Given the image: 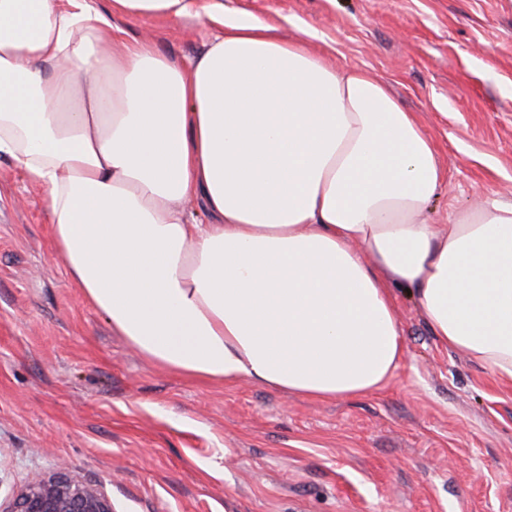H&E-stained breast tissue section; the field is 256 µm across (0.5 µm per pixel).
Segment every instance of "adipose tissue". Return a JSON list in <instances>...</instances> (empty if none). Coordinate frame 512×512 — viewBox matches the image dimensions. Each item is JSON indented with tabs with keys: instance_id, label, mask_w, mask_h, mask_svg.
Here are the masks:
<instances>
[{
	"instance_id": "1",
	"label": "adipose tissue",
	"mask_w": 512,
	"mask_h": 512,
	"mask_svg": "<svg viewBox=\"0 0 512 512\" xmlns=\"http://www.w3.org/2000/svg\"><path fill=\"white\" fill-rule=\"evenodd\" d=\"M140 17L214 33L184 65L124 40ZM314 38L222 0H0V155L43 189L88 303L176 374L372 393L407 288L442 348L512 380V205L430 223L431 138Z\"/></svg>"
}]
</instances>
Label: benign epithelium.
Returning <instances> with one entry per match:
<instances>
[{"instance_id": "obj_1", "label": "benign epithelium", "mask_w": 512, "mask_h": 512, "mask_svg": "<svg viewBox=\"0 0 512 512\" xmlns=\"http://www.w3.org/2000/svg\"><path fill=\"white\" fill-rule=\"evenodd\" d=\"M0 512H112V504L103 488L81 481L62 464L56 472L32 480L12 506Z\"/></svg>"}]
</instances>
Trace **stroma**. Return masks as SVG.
<instances>
[{
    "instance_id": "obj_1",
    "label": "stroma",
    "mask_w": 512,
    "mask_h": 512,
    "mask_svg": "<svg viewBox=\"0 0 512 512\" xmlns=\"http://www.w3.org/2000/svg\"><path fill=\"white\" fill-rule=\"evenodd\" d=\"M306 24L389 84L435 142L430 214L512 203V0H224ZM189 63L204 21L125 22ZM404 360L382 389L312 400L146 360L70 281L41 187L0 156V500L68 464L113 512H512V381L443 349L396 297Z\"/></svg>"
}]
</instances>
